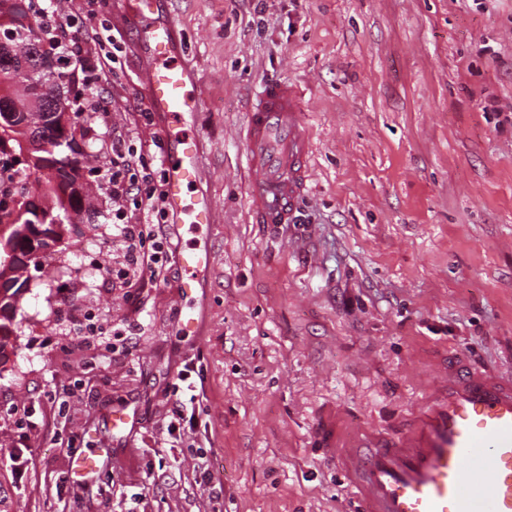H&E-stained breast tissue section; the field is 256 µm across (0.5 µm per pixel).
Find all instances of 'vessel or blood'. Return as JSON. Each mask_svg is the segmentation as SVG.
<instances>
[{
	"label": "vessel or blood",
	"instance_id": "1",
	"mask_svg": "<svg viewBox=\"0 0 512 512\" xmlns=\"http://www.w3.org/2000/svg\"><path fill=\"white\" fill-rule=\"evenodd\" d=\"M142 20L139 37L153 63L146 72L153 105L169 119L167 201L182 223L211 224L210 199L188 196L200 147L188 125L201 98L178 61L176 22L158 20V0H129ZM299 89L267 84L244 127L254 223L286 224L309 189L313 144ZM186 293L211 266L207 249L181 253ZM445 382L397 429H372L346 443L328 433L326 456L343 478L356 512H512V377L456 356L439 365Z\"/></svg>",
	"mask_w": 512,
	"mask_h": 512
}]
</instances>
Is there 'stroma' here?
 <instances>
[{
    "label": "stroma",
    "instance_id": "obj_1",
    "mask_svg": "<svg viewBox=\"0 0 512 512\" xmlns=\"http://www.w3.org/2000/svg\"><path fill=\"white\" fill-rule=\"evenodd\" d=\"M201 105L190 193L215 219L148 225L160 280L121 287L112 208L33 273L0 364V456L17 512H352L330 428L391 429L450 353L512 375V0H164ZM63 29L126 145L165 143L141 21L74 5ZM270 81L297 85L314 140L289 224L248 213L241 132ZM213 263L194 298L183 250ZM195 305L200 333L180 332ZM195 447L168 434L178 373ZM135 412L124 433L109 424ZM101 464L73 487V453Z\"/></svg>",
    "mask_w": 512,
    "mask_h": 512
}]
</instances>
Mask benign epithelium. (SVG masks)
Returning <instances> with one entry per match:
<instances>
[{
	"label": "benign epithelium",
	"mask_w": 512,
	"mask_h": 512,
	"mask_svg": "<svg viewBox=\"0 0 512 512\" xmlns=\"http://www.w3.org/2000/svg\"><path fill=\"white\" fill-rule=\"evenodd\" d=\"M27 36V31L13 25L0 27V87L5 89L8 85L21 79L20 71L31 70V67L23 64L18 65L12 59V44ZM56 87L53 91H45L39 81L33 79L28 82L27 92L23 95L12 97L11 109L5 113L9 120L20 117L26 112L34 99L42 101L53 114L56 125L65 133H70L75 119V109L81 100L85 98L84 85L81 82L78 70L69 69L63 73L55 74ZM14 129L21 131L18 139L23 145V152L15 156L13 169L20 173L33 174L35 172H46L49 170V157L38 154L42 149L39 136L27 131L24 124L17 123ZM12 230L11 240L31 238L34 240L33 249L24 258V265L28 269L36 268L40 257L53 251L63 237L65 220L55 217L48 211H36V217L30 223H15L0 225V239L5 231ZM13 273L10 267L0 268V320L9 327L14 322L20 294L14 293L12 288Z\"/></svg>",
	"instance_id": "benign-epithelium-1"
}]
</instances>
